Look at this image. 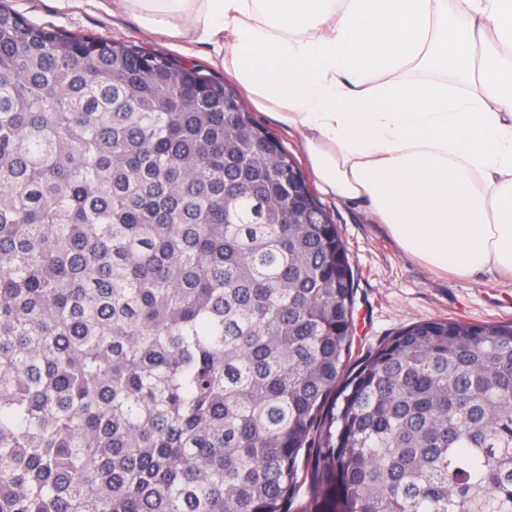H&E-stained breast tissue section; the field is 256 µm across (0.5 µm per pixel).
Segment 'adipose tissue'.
<instances>
[{
	"label": "adipose tissue",
	"mask_w": 512,
	"mask_h": 512,
	"mask_svg": "<svg viewBox=\"0 0 512 512\" xmlns=\"http://www.w3.org/2000/svg\"><path fill=\"white\" fill-rule=\"evenodd\" d=\"M217 46L255 102L304 133L324 191L367 203L403 251L512 283V0H121ZM446 65L464 82H408Z\"/></svg>",
	"instance_id": "ef3b65f1"
}]
</instances>
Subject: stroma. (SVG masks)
<instances>
[{
	"label": "stroma",
	"instance_id": "35a3bbf8",
	"mask_svg": "<svg viewBox=\"0 0 512 512\" xmlns=\"http://www.w3.org/2000/svg\"><path fill=\"white\" fill-rule=\"evenodd\" d=\"M13 6L32 21L110 38L137 49L156 50L183 64L193 63L211 70L226 84L234 82L223 68L213 65L212 45L198 42L184 49L173 47L169 38L146 31L136 16L123 12L116 2L107 11L88 4L87 0H73L72 7L65 10L59 9L55 0H13ZM240 99L257 121L281 141L304 176H311L302 132L255 108L248 94H241ZM318 199L347 241L350 258L358 271L353 357L375 350L400 328L416 321H512V284L496 273L484 272L469 280L436 273L406 254L386 226L363 206L324 193Z\"/></svg>",
	"mask_w": 512,
	"mask_h": 512
}]
</instances>
